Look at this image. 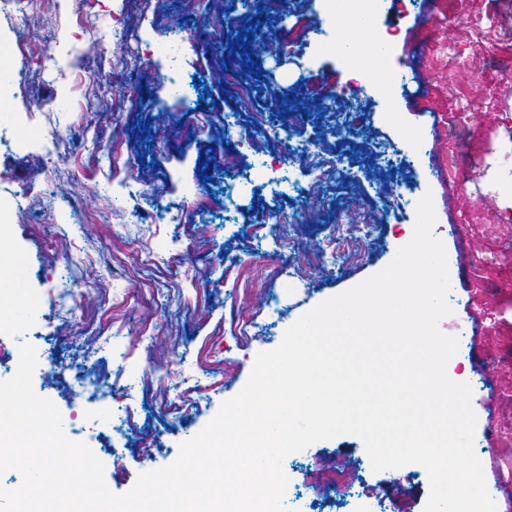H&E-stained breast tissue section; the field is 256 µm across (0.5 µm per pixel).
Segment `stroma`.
<instances>
[{"mask_svg": "<svg viewBox=\"0 0 512 512\" xmlns=\"http://www.w3.org/2000/svg\"><path fill=\"white\" fill-rule=\"evenodd\" d=\"M126 25L128 42L140 48L138 59L122 49L99 48L76 39L60 61L63 76L27 71L26 89L0 102V129L18 125L10 146L0 147V204L18 219L0 228V246L14 252L0 266V286L25 300L22 307L0 313L24 322L22 332H0V373H13L20 348H35L38 364L34 391L50 399L63 419H75L81 438L104 465L109 490L128 492L140 474L174 463L183 442L195 437L218 413L223 401L246 384L258 353L276 349L285 330L301 315L385 268L412 238L416 206L432 195L436 214L433 234L448 257L452 313L440 330L463 335L462 349L447 364L458 383L484 385L487 404H474V446L479 449L488 491L498 512L512 506V480L502 477V460L512 458V238L500 233L493 217L504 207L494 178L495 151L512 117V0H430L419 13L404 15L388 0L380 21L344 35L357 46V60L375 56L393 38L394 59L407 74L404 87L385 94L362 71L368 94L349 112L344 149L358 162L354 177L328 179L323 188L329 207L301 196L315 180L310 165L278 163L279 145L265 137L258 113L292 111L301 122L297 139L326 135L325 108L334 104L352 78L319 32L330 18L321 0H285L281 14L259 30L224 11L212 0H102ZM493 18L495 34L473 40L459 25L461 17ZM221 17L226 31L253 45L256 77L245 78L241 57L220 70L213 57L214 39L207 26ZM183 28L186 41L181 67L201 109H187L167 80V60L160 45L170 30ZM443 37L463 58L455 74L431 65L426 45ZM70 71L89 73L91 85L70 87ZM138 88L140 101L130 102ZM470 105L471 135L464 142L471 177L466 186L430 181V169L448 158L449 110L457 98ZM427 131L428 150L397 167L370 161L368 149L379 143L402 144L403 128ZM57 129L65 153L61 166L56 221L37 230L46 193L38 175L50 129ZM119 149L131 165L126 172L134 194L93 144ZM231 154L245 179L225 198L223 172L204 163ZM208 183H201V174ZM182 213L179 224L148 225L150 203ZM370 226L358 260L324 256L322 248L336 233L338 218ZM462 227L460 236L449 227ZM145 248L175 246L190 277L178 278L166 267L143 268L129 250L131 233ZM56 239V266L45 265L40 235ZM297 251L284 248L288 238ZM76 241L91 261L67 263L69 241ZM267 265L277 273L265 287L245 289L239 271ZM98 276L101 286L86 301L101 320L111 344L96 339L75 322L54 312L58 278L67 284ZM164 285L167 306L156 307L155 285ZM256 324L249 335L240 325L247 313ZM108 369V391L78 404L73 400L74 369ZM179 370L184 381L169 390L158 379ZM362 440L343 434L321 440L284 458L282 468L301 494L289 512H314L333 483L352 487L383 484L388 507L361 498L359 512H423L429 494L426 470L418 464L371 471Z\"/></svg>", "mask_w": 512, "mask_h": 512, "instance_id": "stroma-1", "label": "stroma"}]
</instances>
